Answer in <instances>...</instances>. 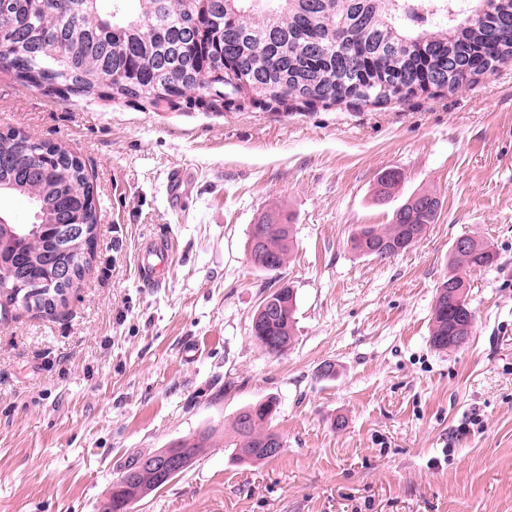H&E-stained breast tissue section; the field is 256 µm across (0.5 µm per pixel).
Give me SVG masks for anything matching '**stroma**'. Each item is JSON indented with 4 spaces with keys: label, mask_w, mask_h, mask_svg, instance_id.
I'll return each instance as SVG.
<instances>
[{
    "label": "stroma",
    "mask_w": 512,
    "mask_h": 512,
    "mask_svg": "<svg viewBox=\"0 0 512 512\" xmlns=\"http://www.w3.org/2000/svg\"><path fill=\"white\" fill-rule=\"evenodd\" d=\"M85 166L93 256L65 307L0 311V512H105L131 453L196 433L212 445L130 512H512V64L455 92L385 105L155 109L46 92L0 70V131ZM191 175L179 207L167 175ZM400 183L374 196L382 172ZM440 213L378 260L347 244L410 195ZM282 209L278 274L246 241ZM463 235L499 261L473 272L468 344H430L436 286ZM168 268L143 282L152 240ZM297 295L279 357L251 335L269 289ZM333 364L335 374L320 369ZM273 396L276 457L225 448L239 410Z\"/></svg>",
    "instance_id": "obj_1"
}]
</instances>
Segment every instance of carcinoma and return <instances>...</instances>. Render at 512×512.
Wrapping results in <instances>:
<instances>
[{
    "label": "carcinoma",
    "instance_id": "cac0c4a2",
    "mask_svg": "<svg viewBox=\"0 0 512 512\" xmlns=\"http://www.w3.org/2000/svg\"><path fill=\"white\" fill-rule=\"evenodd\" d=\"M18 32L0 31V69L30 86L55 81L77 86L89 97L111 87L112 99H138L159 107L182 102L224 110L225 69L249 74L248 97L283 103L405 102L431 86L443 90L448 78L476 83L512 63V0H0ZM0 186L30 206L37 229L19 238L20 225L0 224V306L21 305L52 316L67 303L74 282L59 284L54 266L95 243L97 216L93 191L82 163L62 148L15 131L0 133ZM433 193L420 191L398 206L390 224H365L349 237L351 250L386 259L419 242L435 223ZM58 224L82 226L84 243L66 240ZM251 228L265 230V258L253 266L279 272L294 248L292 225L266 214ZM464 250L451 247L452 273L436 291L458 289L432 310L430 343L437 350L464 346L472 325L466 273L493 266L498 253L475 236ZM278 302L275 323L263 320L252 336L270 355H281L294 340L296 293L270 291ZM278 401L268 397L241 408L233 423L238 461L269 458L264 442L273 437ZM211 439L202 433L184 440L189 468ZM137 453L121 467L112 485L109 512L145 498L162 487L139 470ZM134 471L136 477L126 475Z\"/></svg>",
    "mask_w": 512,
    "mask_h": 512
}]
</instances>
